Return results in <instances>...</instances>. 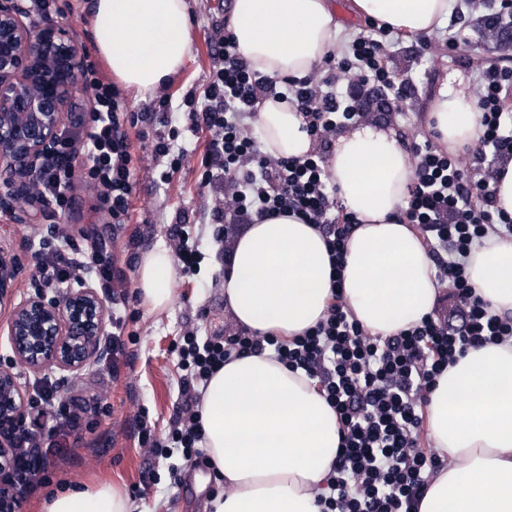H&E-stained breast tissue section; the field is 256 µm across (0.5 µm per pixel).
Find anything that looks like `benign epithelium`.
Returning a JSON list of instances; mask_svg holds the SVG:
<instances>
[{"label":"benign epithelium","instance_id":"benign-epithelium-1","mask_svg":"<svg viewBox=\"0 0 512 512\" xmlns=\"http://www.w3.org/2000/svg\"><path fill=\"white\" fill-rule=\"evenodd\" d=\"M19 0H0V172L13 199L26 194L27 178L54 143L71 100L82 88L83 61L66 29L23 21ZM17 262L0 250V308L8 311L12 356L0 363V473L6 474L25 426L29 402L14 369H54L71 382L102 355L106 308L84 283L56 296L39 290L15 304ZM16 493L0 479V512H15Z\"/></svg>","mask_w":512,"mask_h":512}]
</instances>
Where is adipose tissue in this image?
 Segmentation results:
<instances>
[{"label": "adipose tissue", "mask_w": 512, "mask_h": 512, "mask_svg": "<svg viewBox=\"0 0 512 512\" xmlns=\"http://www.w3.org/2000/svg\"><path fill=\"white\" fill-rule=\"evenodd\" d=\"M451 0H350L360 19L411 39L447 19ZM95 46L113 75L139 95L179 75L192 51L187 0H90ZM344 28L333 0H235L228 29L250 67L276 79L302 80L337 45ZM429 116L438 142L454 150L481 130L474 87L445 74ZM262 148L301 158L312 147L288 98L258 104ZM404 139L369 118L331 142L326 168L344 213L356 218L339 263L318 229L291 215L247 225L232 246L224 301L242 327L283 339L322 320L340 284L343 300L371 336H393L433 312L439 284L418 228L402 220L414 178ZM476 294L512 314V236H493L468 260ZM175 284L165 247L138 258L137 290L150 310L169 308ZM205 447L224 480L213 512H318L317 496L339 447V424L314 381L270 354L225 362L199 407ZM428 439L447 457L419 512H512V344L468 350L438 377L426 405ZM44 512H132L111 483L69 487Z\"/></svg>", "instance_id": "ef3b65f1"}]
</instances>
